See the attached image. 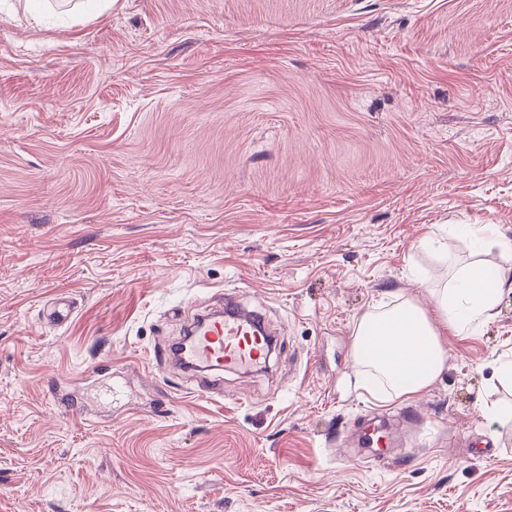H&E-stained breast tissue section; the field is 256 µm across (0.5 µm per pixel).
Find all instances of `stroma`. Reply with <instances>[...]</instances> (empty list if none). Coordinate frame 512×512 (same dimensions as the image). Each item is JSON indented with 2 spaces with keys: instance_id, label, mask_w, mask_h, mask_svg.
I'll return each mask as SVG.
<instances>
[{
  "instance_id": "stroma-1",
  "label": "stroma",
  "mask_w": 512,
  "mask_h": 512,
  "mask_svg": "<svg viewBox=\"0 0 512 512\" xmlns=\"http://www.w3.org/2000/svg\"><path fill=\"white\" fill-rule=\"evenodd\" d=\"M12 2L0 512H512V250L426 393L378 402L352 356L386 293L429 304L469 261L462 225L512 240V0ZM227 291L280 336L213 400L151 354ZM369 416L401 440L360 442Z\"/></svg>"
}]
</instances>
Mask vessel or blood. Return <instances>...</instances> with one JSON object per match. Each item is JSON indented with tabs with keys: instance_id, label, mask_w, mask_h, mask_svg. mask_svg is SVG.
I'll return each mask as SVG.
<instances>
[{
	"instance_id": "1",
	"label": "vessel or blood",
	"mask_w": 512,
	"mask_h": 512,
	"mask_svg": "<svg viewBox=\"0 0 512 512\" xmlns=\"http://www.w3.org/2000/svg\"><path fill=\"white\" fill-rule=\"evenodd\" d=\"M188 340L181 350L156 352L159 360L176 362L188 372L220 373L259 367L272 336L262 313L242 308L235 296L225 295L219 310L184 316Z\"/></svg>"
}]
</instances>
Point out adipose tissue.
<instances>
[{
  "mask_svg": "<svg viewBox=\"0 0 512 512\" xmlns=\"http://www.w3.org/2000/svg\"><path fill=\"white\" fill-rule=\"evenodd\" d=\"M505 281L504 272L475 261L457 270L451 286L432 292L430 306L410 299L375 305L359 321L353 349L357 370L385 382L374 398L387 402L426 392L444 368L446 332L458 334L493 317Z\"/></svg>",
  "mask_w": 512,
  "mask_h": 512,
  "instance_id": "obj_1",
  "label": "adipose tissue"
}]
</instances>
